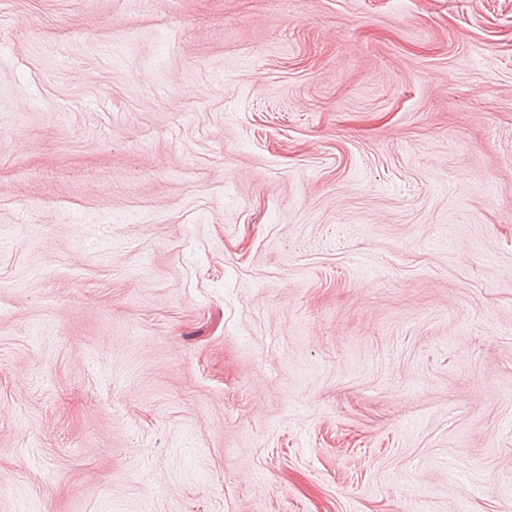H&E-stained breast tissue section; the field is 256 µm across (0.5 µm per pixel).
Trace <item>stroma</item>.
Listing matches in <instances>:
<instances>
[{"label": "stroma", "instance_id": "stroma-1", "mask_svg": "<svg viewBox=\"0 0 512 512\" xmlns=\"http://www.w3.org/2000/svg\"><path fill=\"white\" fill-rule=\"evenodd\" d=\"M0 44V512H512V0Z\"/></svg>", "mask_w": 512, "mask_h": 512}]
</instances>
